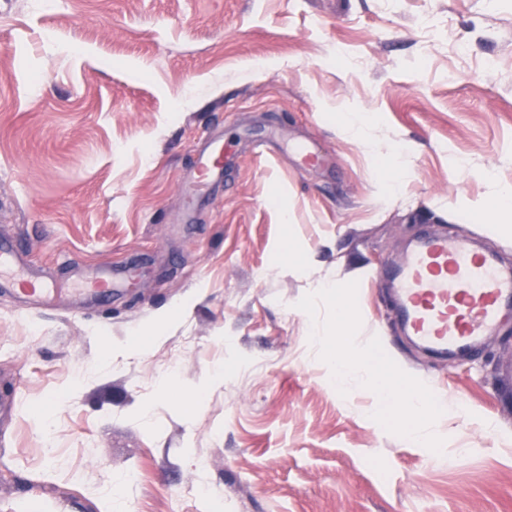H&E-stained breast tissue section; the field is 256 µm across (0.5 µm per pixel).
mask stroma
Returning a JSON list of instances; mask_svg holds the SVG:
<instances>
[{"instance_id":"1","label":"stroma","mask_w":512,"mask_h":512,"mask_svg":"<svg viewBox=\"0 0 512 512\" xmlns=\"http://www.w3.org/2000/svg\"><path fill=\"white\" fill-rule=\"evenodd\" d=\"M37 2L0 0V237L61 293L0 288V512H512V323L438 359L387 276L425 233L512 267V0ZM339 342L436 384L418 438ZM230 153L224 144V138L211 137L207 148L202 151L195 161L192 180L187 193L196 197L203 194L207 188L224 177ZM135 272L125 267H98L80 281L77 288L81 295L106 297L112 288H128L133 285Z\"/></svg>"}]
</instances>
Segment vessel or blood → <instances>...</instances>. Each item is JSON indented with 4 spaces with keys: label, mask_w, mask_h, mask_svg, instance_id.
<instances>
[{
    "label": "vessel or blood",
    "mask_w": 512,
    "mask_h": 512,
    "mask_svg": "<svg viewBox=\"0 0 512 512\" xmlns=\"http://www.w3.org/2000/svg\"><path fill=\"white\" fill-rule=\"evenodd\" d=\"M229 159L223 139L209 138L195 161L188 194L199 196L221 180ZM134 278L129 268L99 267L82 279L79 292L103 298L113 288L132 286ZM392 279L402 328L437 353L469 352L480 336L512 315V269L493 255L477 253L460 238L432 234L418 240ZM0 288L19 289L29 298L49 294L19 249L4 240H0Z\"/></svg>",
    "instance_id": "b4317fda"
}]
</instances>
